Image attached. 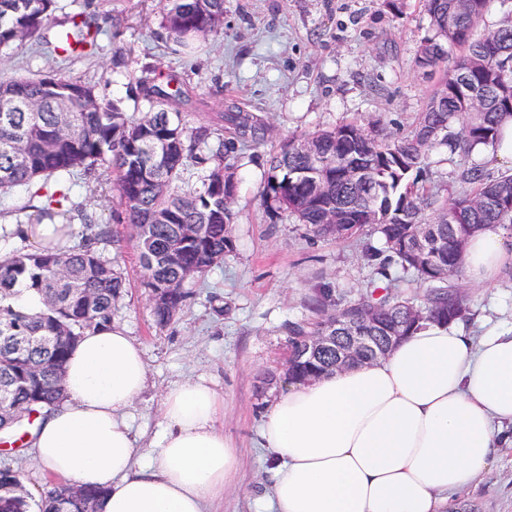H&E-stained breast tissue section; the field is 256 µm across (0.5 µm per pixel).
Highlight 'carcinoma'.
<instances>
[{
	"instance_id": "1",
	"label": "carcinoma",
	"mask_w": 512,
	"mask_h": 512,
	"mask_svg": "<svg viewBox=\"0 0 512 512\" xmlns=\"http://www.w3.org/2000/svg\"><path fill=\"white\" fill-rule=\"evenodd\" d=\"M490 0H421L432 37L420 46L418 69L440 74L435 89L409 129L388 135L370 120L353 118L283 142L267 159L261 192L271 214L287 211L316 236L345 240L368 227L383 246H367L363 261L382 286L356 300L329 287L310 302L314 319L287 326L288 376L307 380L336 369L351 336L366 343L347 362L375 360L389 337L409 336L424 323L471 320L470 301L458 283L466 241L495 224L512 232V168L497 176L469 161L471 149L495 147L504 122L512 120V13L478 38L475 25ZM165 37L182 47L224 28V0H159ZM55 0H0V51L27 41L47 44ZM104 29L94 17H72L71 28L53 42L66 58L95 52ZM462 54L448 58V48ZM156 68L135 78L134 96L148 110L133 118L119 102H104L95 86L63 70L0 76V196L20 185L40 189L62 175L100 181L116 194V223L130 227V242L145 271L143 285L158 325L168 324L189 299L188 280L203 275L234 248L237 164L241 151L266 141L269 128L247 112H225L221 122L189 126L179 106L185 93ZM438 146L459 158L458 189L435 179L431 154ZM199 167L200 184L189 187L185 170ZM319 172L318 181L307 172ZM68 196L54 191L51 207ZM77 243L20 248L0 255V443L28 437L37 417L63 399L64 365L85 332L112 322L125 278L99 245L111 230L80 205ZM412 273L427 292L416 303L391 291L394 274ZM39 307L18 304L23 290ZM332 336L331 346L306 353L305 336ZM35 336L24 351L10 337ZM69 485L52 484L38 500L9 494L0 512H58ZM71 512H90L105 494L83 488Z\"/></svg>"
}]
</instances>
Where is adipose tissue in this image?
I'll use <instances>...</instances> for the list:
<instances>
[{
  "label": "adipose tissue",
  "mask_w": 512,
  "mask_h": 512,
  "mask_svg": "<svg viewBox=\"0 0 512 512\" xmlns=\"http://www.w3.org/2000/svg\"><path fill=\"white\" fill-rule=\"evenodd\" d=\"M512 260V235L490 226L467 241L462 270L477 286ZM140 346L116 325L87 331L64 368L65 398L33 431L57 479L100 486L98 512H209L239 464L205 378L169 388L164 428L137 454L129 421L147 385ZM512 326L471 336L430 325L384 357L288 380L259 436L271 464L264 512H446L511 442Z\"/></svg>",
  "instance_id": "ef3b65f1"
}]
</instances>
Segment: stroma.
I'll return each instance as SVG.
<instances>
[{
  "instance_id": "1",
  "label": "stroma",
  "mask_w": 512,
  "mask_h": 512,
  "mask_svg": "<svg viewBox=\"0 0 512 512\" xmlns=\"http://www.w3.org/2000/svg\"><path fill=\"white\" fill-rule=\"evenodd\" d=\"M78 13L96 15L105 33L94 57L65 64L94 84L103 101L121 100L134 109L130 87L142 66L151 65L188 89L190 124L216 120L235 105L270 128L265 143L240 162L234 250L188 282L191 298L165 326L154 319L144 270L125 225L113 221L110 198L81 181L71 187L72 200L119 236L103 247L127 283L113 321L140 344L148 372L130 414L137 449L148 448L161 431L165 391L183 379L205 377L224 399V433L240 450L236 479L211 512H260L271 475L259 426L282 389L260 378L282 371L285 328L310 317L317 288L328 285L351 298L364 293L373 273L362 249L381 244L367 232L339 242L315 238L293 216L269 215L260 201L266 156L289 137L359 115L391 134L407 129L437 82L414 65L419 46L432 35L429 19L420 0H403L397 13L382 0H224L223 32L189 53L161 40L158 0H57L61 28ZM118 50L127 58L121 68L112 65ZM59 64V57L26 44L0 54V74L45 73ZM470 296L473 335L489 322L512 323L511 279L471 288ZM0 468L20 472L35 495L53 481L28 448L0 450ZM457 500L473 512H512V447L502 449Z\"/></svg>"
}]
</instances>
